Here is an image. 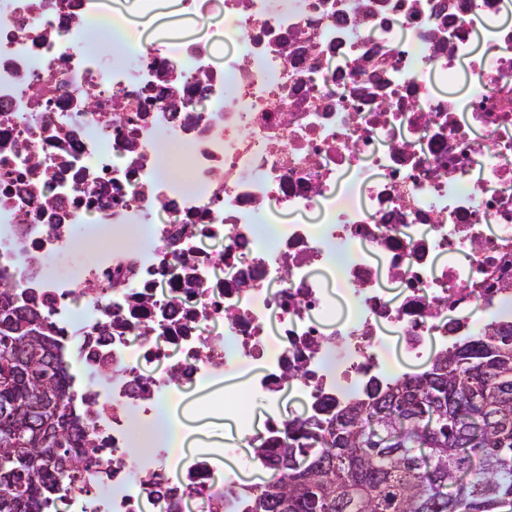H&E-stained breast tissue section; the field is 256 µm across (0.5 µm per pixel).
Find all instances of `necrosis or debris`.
<instances>
[{
  "label": "necrosis or debris",
  "instance_id": "4bbe7bcc",
  "mask_svg": "<svg viewBox=\"0 0 512 512\" xmlns=\"http://www.w3.org/2000/svg\"><path fill=\"white\" fill-rule=\"evenodd\" d=\"M501 0H224L231 45L150 43L84 53L90 0H0V284L61 344L69 409L105 446L67 512H249L234 476L179 477L175 448L123 460L130 419L243 363L266 427L239 415L268 469L284 391L325 418L398 378L388 338L422 358L512 323V25ZM496 33L476 55L479 30ZM462 89L467 116L436 85ZM185 182L162 178L165 147ZM318 232L267 210L311 211ZM94 238V260H59ZM210 241L223 251L207 249ZM336 267L352 319L320 271ZM400 287L389 296L385 283Z\"/></svg>",
  "mask_w": 512,
  "mask_h": 512
}]
</instances>
